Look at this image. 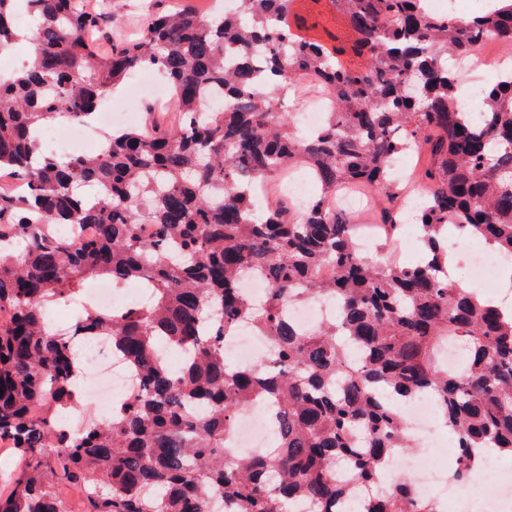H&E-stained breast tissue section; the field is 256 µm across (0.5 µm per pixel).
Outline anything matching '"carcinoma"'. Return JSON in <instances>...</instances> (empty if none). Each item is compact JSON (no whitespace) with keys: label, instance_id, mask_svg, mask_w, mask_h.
Segmentation results:
<instances>
[{"label":"carcinoma","instance_id":"1","mask_svg":"<svg viewBox=\"0 0 512 512\" xmlns=\"http://www.w3.org/2000/svg\"><path fill=\"white\" fill-rule=\"evenodd\" d=\"M331 2L348 49L297 34L295 0H224L214 18L148 13L138 39L101 54L100 14L80 0H0L1 51L21 43L20 6L37 21L29 64L0 79V442L17 453L0 512H215L218 499L220 512H438L406 478L374 491L406 447L393 398L422 392L457 437V480L482 448L512 455V318L448 279L441 243L455 228L512 256V81L464 113L448 66L488 35L512 48V0L464 20L423 0ZM141 66L166 75L174 125L116 130L90 155L44 151L43 126L93 121ZM300 80L332 104L312 136L280 110ZM418 153L431 158L416 177L422 259L358 255L337 191L365 185L392 202L393 161ZM301 168L321 189L301 215L292 201L258 208L259 187ZM67 224L93 233L58 239ZM248 273L270 284L261 304L239 291ZM92 279L144 281L152 299L89 306L72 326L142 376L109 420L75 433L59 419L80 406L76 359L45 314ZM310 295L338 314L302 333L283 307ZM242 320L271 345L244 368L224 358ZM448 343L465 347L464 369L442 364ZM253 404L267 407L272 449L231 458L225 436ZM81 485L67 510L63 488Z\"/></svg>","mask_w":512,"mask_h":512}]
</instances>
